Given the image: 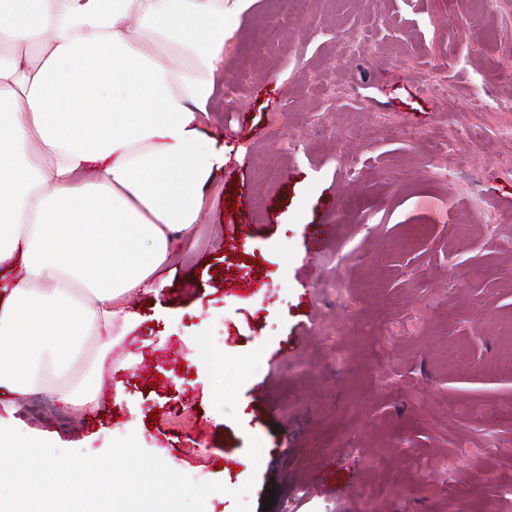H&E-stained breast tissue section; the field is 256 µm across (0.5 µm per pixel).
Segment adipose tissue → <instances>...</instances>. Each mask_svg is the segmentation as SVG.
Masks as SVG:
<instances>
[{
  "instance_id": "ef3b65f1",
  "label": "adipose tissue",
  "mask_w": 512,
  "mask_h": 512,
  "mask_svg": "<svg viewBox=\"0 0 512 512\" xmlns=\"http://www.w3.org/2000/svg\"><path fill=\"white\" fill-rule=\"evenodd\" d=\"M255 0H0V391L80 406L60 377L136 324L225 146L203 126ZM97 179H87L88 170Z\"/></svg>"
}]
</instances>
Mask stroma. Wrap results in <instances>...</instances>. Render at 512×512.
Instances as JSON below:
<instances>
[{
    "instance_id": "1",
    "label": "stroma",
    "mask_w": 512,
    "mask_h": 512,
    "mask_svg": "<svg viewBox=\"0 0 512 512\" xmlns=\"http://www.w3.org/2000/svg\"><path fill=\"white\" fill-rule=\"evenodd\" d=\"M511 62L512 0H256L204 127L233 154L127 299L110 386L0 392V422L91 455L135 434L223 484L207 512L248 482L251 512H512Z\"/></svg>"
}]
</instances>
